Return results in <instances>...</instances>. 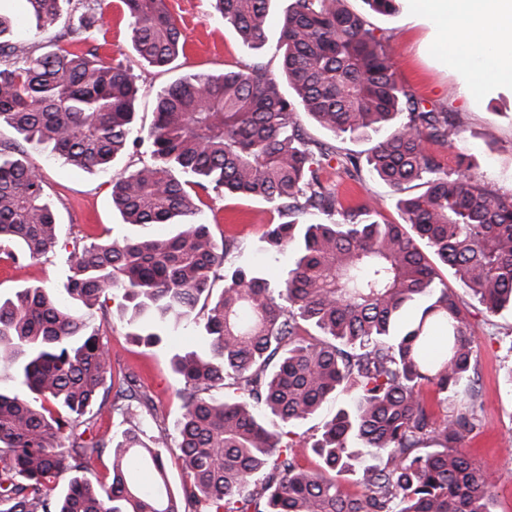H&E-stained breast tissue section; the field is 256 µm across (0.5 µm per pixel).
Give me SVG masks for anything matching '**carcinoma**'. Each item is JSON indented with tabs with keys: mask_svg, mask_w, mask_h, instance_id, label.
I'll return each instance as SVG.
<instances>
[{
	"mask_svg": "<svg viewBox=\"0 0 512 512\" xmlns=\"http://www.w3.org/2000/svg\"><path fill=\"white\" fill-rule=\"evenodd\" d=\"M26 2L36 23L49 25L61 0ZM215 2L247 44L265 41L270 0ZM124 4L138 56L171 64L184 35L166 0ZM97 22L81 13L67 27L69 43L86 42ZM11 30L0 14V125L76 169L108 171L140 140L132 137L133 75L95 50L29 56L3 39ZM280 45L288 97L260 63L190 74L157 92L151 161L112 183V205L125 224H172L176 234L75 245L58 293L32 287L0 298V363L16 383L0 387V512H494V474L455 446L478 427L475 414L435 419L433 407L475 383L476 371L468 311L428 255L486 312L512 307V195L443 170L428 145L451 142L454 116L397 81L382 39L343 0H293ZM302 113L337 136H385L363 159L341 157L307 136ZM22 153L18 144L0 147V243L19 249L8 253L14 261L56 243L42 178ZM334 159L352 177L367 165L399 194L405 223L379 221L373 201L344 205L322 180ZM413 183L422 191L404 195ZM216 190L289 216H322L271 225L267 244L296 254L281 282L227 269L211 298L217 269L238 252L235 237L219 244L196 219ZM108 295L121 296L129 337L147 347L161 344L171 323L199 328L203 348L171 358L183 382L174 438L158 423L147 433L151 395L113 376L93 326ZM107 379L109 403L100 398ZM216 388L234 396L210 395ZM338 390L351 403L311 439L294 440L287 426ZM95 405L125 427L85 439ZM274 420L282 429L267 428ZM65 431L70 446L58 448ZM301 447L319 468L301 465ZM172 450L188 474L178 497L168 486ZM106 451L112 479L95 484L88 473ZM343 474L361 490L349 491Z\"/></svg>",
	"mask_w": 512,
	"mask_h": 512,
	"instance_id": "carcinoma-1",
	"label": "carcinoma"
}]
</instances>
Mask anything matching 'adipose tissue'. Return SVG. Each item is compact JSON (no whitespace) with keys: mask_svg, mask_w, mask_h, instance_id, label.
<instances>
[{"mask_svg":"<svg viewBox=\"0 0 512 512\" xmlns=\"http://www.w3.org/2000/svg\"><path fill=\"white\" fill-rule=\"evenodd\" d=\"M412 25L428 26L427 44L470 94L475 84L512 88V0H402Z\"/></svg>","mask_w":512,"mask_h":512,"instance_id":"1","label":"adipose tissue"}]
</instances>
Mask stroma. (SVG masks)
Wrapping results in <instances>:
<instances>
[{
	"label": "stroma",
	"mask_w": 512,
	"mask_h": 512,
	"mask_svg": "<svg viewBox=\"0 0 512 512\" xmlns=\"http://www.w3.org/2000/svg\"><path fill=\"white\" fill-rule=\"evenodd\" d=\"M86 3L91 4L99 18L90 32V44L98 47L105 60L127 67L140 88L133 126L142 143L137 152L118 156L108 173L77 170L50 157L48 152L27 148V160L42 176L45 191L55 206L57 244L53 252L38 257L0 261V296L4 298L29 286L55 291L65 278L64 260L74 246L102 242L121 233L122 218L112 207V182L148 160L149 145L144 138L153 121L160 88L190 73L219 75L224 70L257 62L266 66L271 75L280 72V23L291 0H271L267 39L258 48L246 45L235 29L224 23L211 0H168L187 45L183 55L166 70L148 65L138 57L122 0H63L60 17L45 28L37 27L31 19L26 0H0V14L16 22L19 40L27 52L38 56L54 50L56 38L65 31L69 18L79 15ZM347 5L385 38L398 81L425 106L456 114L457 136L451 144L433 148L443 169L453 172L460 163H467L475 181L496 193L512 194V90H490L476 99H466L459 92L456 75L431 55L426 28L410 26L400 10L378 14L369 11L364 0H347ZM323 178L342 200H378L381 221L402 223L403 214L391 188L370 173H362L356 180L334 164L324 170ZM201 217L216 240L227 235L237 238V265L262 269L272 277L285 274L293 265L292 251L270 250L264 242L269 225L285 220L273 204L214 191L206 198ZM440 275L468 307L479 387H458L449 394L447 402L436 406V419L441 422L470 411L476 413L479 428L462 433L458 445L476 463L495 472V512H512V385L507 382V375L512 372V310L487 313L448 270H441ZM95 316L101 321L100 336L112 359L113 372L135 375L154 399L155 420L174 429L182 413V401L168 347L146 348L129 341V327L115 300L105 299Z\"/></svg>",
	"instance_id": "stroma-1"
}]
</instances>
